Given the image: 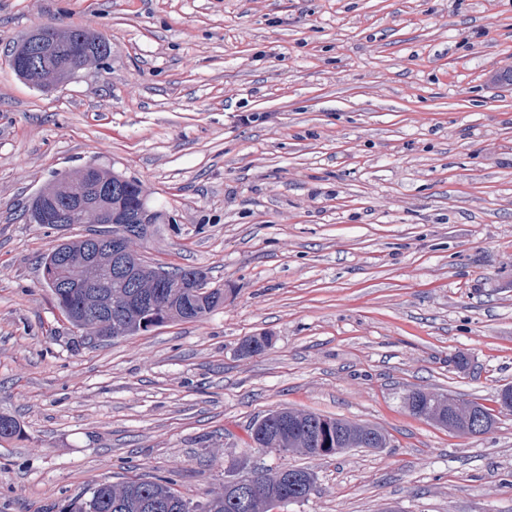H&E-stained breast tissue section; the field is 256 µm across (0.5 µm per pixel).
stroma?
<instances>
[{"instance_id": "stroma-1", "label": "stroma", "mask_w": 512, "mask_h": 512, "mask_svg": "<svg viewBox=\"0 0 512 512\" xmlns=\"http://www.w3.org/2000/svg\"><path fill=\"white\" fill-rule=\"evenodd\" d=\"M108 59L39 89L8 67L35 26ZM512 0H0V512L97 483L223 492L240 462L307 469L277 512H512ZM244 113L254 122L241 123ZM89 164L141 183L155 266L227 292L201 321L93 342L40 262L92 224H32ZM270 337L261 352L242 341ZM496 410L463 436L408 390ZM283 407L382 429L332 457L253 450ZM444 399L445 397L442 395H435L420 388L411 389L406 395V403L413 415L429 419L435 424L450 431L464 435H478L485 434L493 428L496 422L495 415L492 414L485 406L474 401L466 402L465 404L472 407L481 417L482 423L486 426L482 432L474 433L471 431L466 420L453 419L448 421L447 406L445 404L443 406H440L439 404L436 405L437 401H444Z\"/></svg>"}]
</instances>
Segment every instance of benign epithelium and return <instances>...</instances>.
Here are the masks:
<instances>
[{
    "label": "benign epithelium",
    "mask_w": 512,
    "mask_h": 512,
    "mask_svg": "<svg viewBox=\"0 0 512 512\" xmlns=\"http://www.w3.org/2000/svg\"><path fill=\"white\" fill-rule=\"evenodd\" d=\"M26 49L15 59V66L27 71L39 81L65 83L81 70L95 62L108 51L104 40L94 43V50L85 48L87 41L78 40V46L68 50L70 59L65 65L47 69L45 60L67 46L66 38L55 28L34 27L25 37ZM78 178L83 183L80 192H88L95 198V204L86 205L80 199L71 196V192L61 187L47 185L40 190L52 204L48 220L63 224L68 221L71 212H82L85 223L102 224L110 230L108 235L93 233L89 243L78 254H64L61 266L67 273L57 281V287L65 295L80 294L82 309L94 314L95 334L118 335L120 326L131 317H137L145 309H162L161 288L163 281L156 275H145L141 254L134 247V241L143 238L150 224V213L141 209L135 217L121 209L112 207V196L123 191V183L114 182L102 173V168L89 165L82 169ZM106 267L117 279L123 281L128 291L119 302H112L106 295H90L84 291L89 286L96 271ZM224 490L238 496L250 497L256 492V485L242 480V477L228 479Z\"/></svg>",
    "instance_id": "benign-epithelium-1"
}]
</instances>
